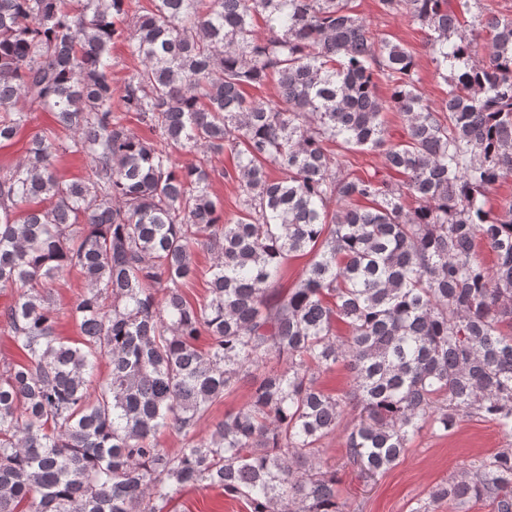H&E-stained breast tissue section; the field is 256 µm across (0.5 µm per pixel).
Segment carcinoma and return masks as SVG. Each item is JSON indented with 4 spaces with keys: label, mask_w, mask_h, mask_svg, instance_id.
I'll list each match as a JSON object with an SVG mask.
<instances>
[{
    "label": "carcinoma",
    "mask_w": 512,
    "mask_h": 512,
    "mask_svg": "<svg viewBox=\"0 0 512 512\" xmlns=\"http://www.w3.org/2000/svg\"><path fill=\"white\" fill-rule=\"evenodd\" d=\"M380 2L427 29L444 108L351 0H0V143L38 109L58 125L0 171V288L15 289L0 325L25 358L0 364V512H165L200 486L248 512H358L321 464L348 416L345 466L363 478L464 417L512 437V200L486 207L512 175V17L486 15L480 43L456 0ZM122 35L138 65L116 82ZM269 78L277 98L244 97ZM389 110L406 123L395 143ZM329 141L382 151L404 180L344 173ZM68 152L91 159L87 176L57 175ZM225 153L236 163L218 174L209 158ZM217 175L237 185L232 219ZM198 246L213 262L193 305ZM307 254L280 287L284 261ZM72 269L85 290L63 313L51 290ZM64 314L73 342L56 336ZM339 361L350 386L326 393L316 373ZM244 381L246 406L200 435ZM164 429L182 437L173 454ZM443 501L512 512V447L412 512Z\"/></svg>",
    "instance_id": "cac0c4a2"
}]
</instances>
